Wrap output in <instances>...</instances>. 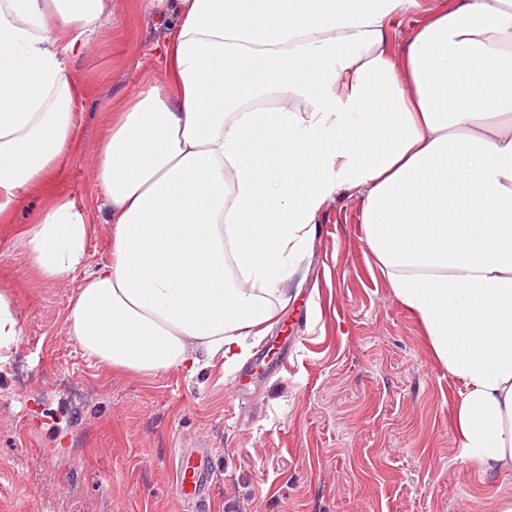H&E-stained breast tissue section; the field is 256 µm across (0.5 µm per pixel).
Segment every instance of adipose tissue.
Instances as JSON below:
<instances>
[{"instance_id":"1","label":"adipose tissue","mask_w":512,"mask_h":512,"mask_svg":"<svg viewBox=\"0 0 512 512\" xmlns=\"http://www.w3.org/2000/svg\"><path fill=\"white\" fill-rule=\"evenodd\" d=\"M421 0H177L164 66L113 100L94 169L112 226L60 190L70 61L112 0H0V224L46 281L74 279L67 333L155 377L245 360L288 301L317 215L362 203L395 296L465 389L464 459L512 468V0H448L395 57Z\"/></svg>"}]
</instances>
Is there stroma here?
Segmentation results:
<instances>
[{
  "label": "stroma",
  "mask_w": 512,
  "mask_h": 512,
  "mask_svg": "<svg viewBox=\"0 0 512 512\" xmlns=\"http://www.w3.org/2000/svg\"><path fill=\"white\" fill-rule=\"evenodd\" d=\"M175 20L112 0L70 65L63 185L93 217L89 264L112 248L93 177L103 114L161 70ZM43 205L28 197L0 224V290L22 333L0 366V512H496L512 498V469L464 460L451 423L464 385L392 292L357 199L327 202L288 305L245 363L153 378L95 363L68 336L76 282L41 280L20 245ZM194 448L211 456L210 489L189 504L176 470Z\"/></svg>",
  "instance_id": "35a3bbf8"
}]
</instances>
